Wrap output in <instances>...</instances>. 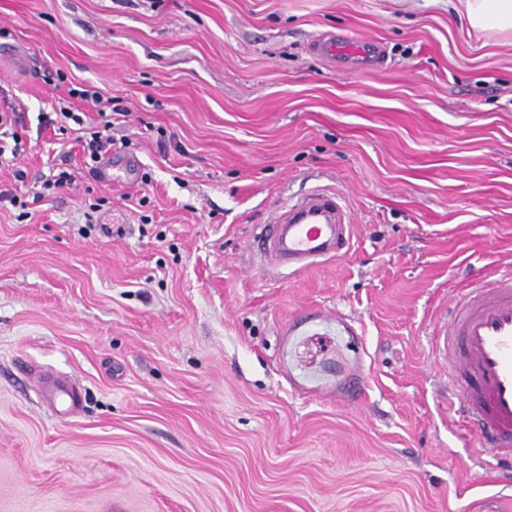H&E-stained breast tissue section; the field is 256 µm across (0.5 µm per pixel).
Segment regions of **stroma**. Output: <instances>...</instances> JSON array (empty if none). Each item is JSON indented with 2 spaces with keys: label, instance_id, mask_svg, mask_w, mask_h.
Here are the masks:
<instances>
[{
  "label": "stroma",
  "instance_id": "35a3bbf8",
  "mask_svg": "<svg viewBox=\"0 0 512 512\" xmlns=\"http://www.w3.org/2000/svg\"><path fill=\"white\" fill-rule=\"evenodd\" d=\"M85 85L129 110L133 175L39 129ZM4 102L29 145L0 186L75 183L0 207V512H512L435 348L512 266V32L448 0H0ZM312 193L345 246L272 265L255 236ZM317 47L330 59H352L362 68H373L380 60L377 46L370 39L363 37L355 41H348L345 38H328L319 41Z\"/></svg>",
  "mask_w": 512,
  "mask_h": 512
}]
</instances>
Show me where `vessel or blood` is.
Instances as JSON below:
<instances>
[{
  "label": "vessel or blood",
  "instance_id": "1",
  "mask_svg": "<svg viewBox=\"0 0 512 512\" xmlns=\"http://www.w3.org/2000/svg\"><path fill=\"white\" fill-rule=\"evenodd\" d=\"M319 49L331 59L378 64L367 38H329ZM346 209L340 200L310 195L285 207L263 234L267 257L281 265L309 268L333 256L346 239ZM439 353L461 394L453 414L474 432L473 447L500 463L512 462V272L478 282L451 301Z\"/></svg>",
  "mask_w": 512,
  "mask_h": 512
}]
</instances>
